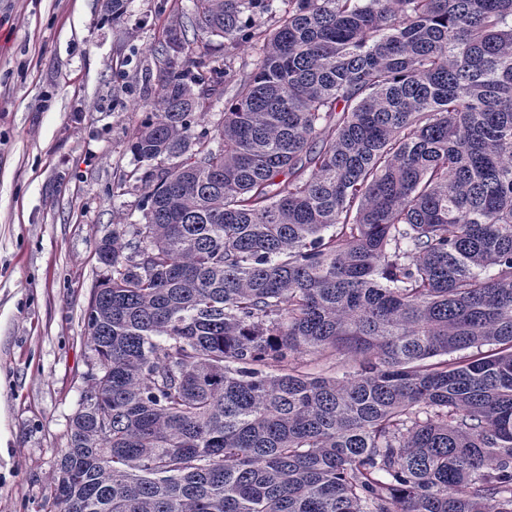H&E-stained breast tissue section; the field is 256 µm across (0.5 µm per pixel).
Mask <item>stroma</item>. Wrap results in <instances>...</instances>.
Masks as SVG:
<instances>
[{"label": "stroma", "mask_w": 512, "mask_h": 512, "mask_svg": "<svg viewBox=\"0 0 512 512\" xmlns=\"http://www.w3.org/2000/svg\"><path fill=\"white\" fill-rule=\"evenodd\" d=\"M193 0H0V512H51L92 373L96 246L143 220L128 148Z\"/></svg>", "instance_id": "obj_1"}]
</instances>
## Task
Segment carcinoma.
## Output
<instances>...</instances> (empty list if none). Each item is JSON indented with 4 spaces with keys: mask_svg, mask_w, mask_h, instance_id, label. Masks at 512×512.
Returning a JSON list of instances; mask_svg holds the SVG:
<instances>
[{
    "mask_svg": "<svg viewBox=\"0 0 512 512\" xmlns=\"http://www.w3.org/2000/svg\"><path fill=\"white\" fill-rule=\"evenodd\" d=\"M269 11L195 0L155 49L166 79L129 140L143 223L96 248L107 380L71 418L55 506L512 512V0ZM212 36L226 59L262 43L253 71L206 64ZM230 92L225 93L224 89L219 94H213L211 96L212 106L210 109L203 115H200L198 119V124L195 126V133H200L204 129H209L210 131L214 126L222 119L224 113V100L229 97Z\"/></svg>",
    "mask_w": 512,
    "mask_h": 512,
    "instance_id": "cac0c4a2",
    "label": "carcinoma"
}]
</instances>
